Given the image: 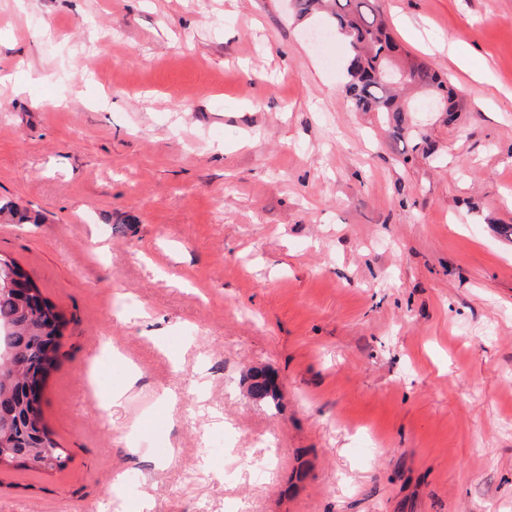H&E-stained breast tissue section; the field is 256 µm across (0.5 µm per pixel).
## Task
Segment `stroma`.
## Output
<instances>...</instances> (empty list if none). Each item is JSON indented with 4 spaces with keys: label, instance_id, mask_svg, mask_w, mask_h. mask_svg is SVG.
I'll return each mask as SVG.
<instances>
[{
    "label": "stroma",
    "instance_id": "35a3bbf8",
    "mask_svg": "<svg viewBox=\"0 0 512 512\" xmlns=\"http://www.w3.org/2000/svg\"><path fill=\"white\" fill-rule=\"evenodd\" d=\"M373 5L462 92L410 97L425 144L291 0H0V199L46 217L0 255L68 321L70 455L0 512H512V0ZM251 379L250 390L254 398L259 400H272L277 398V387L273 377L268 373L259 370H253L247 375Z\"/></svg>",
    "mask_w": 512,
    "mask_h": 512
}]
</instances>
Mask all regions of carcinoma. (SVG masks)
Segmentation results:
<instances>
[{"label": "carcinoma", "mask_w": 512, "mask_h": 512, "mask_svg": "<svg viewBox=\"0 0 512 512\" xmlns=\"http://www.w3.org/2000/svg\"><path fill=\"white\" fill-rule=\"evenodd\" d=\"M295 8L300 17L315 9L329 10L333 18L332 30L343 36L351 49L346 94L352 106L358 112H375L383 119L393 118L395 124L391 133L394 137H400L405 124L402 114L406 107L400 100L401 89H420L426 98L443 99L445 111L450 115L458 110L461 92L428 65L402 54L371 0H295ZM1 213L8 214L19 224H41L45 221V217H32L10 203L0 204ZM13 274L33 284L16 262L0 257V363L7 347L22 344L27 336H46L53 344L51 351L39 348L29 352V360L45 374L54 366L61 347L62 317L38 289L35 290L36 309L26 318L17 316L18 305L13 295L2 291ZM247 378L252 380L250 390L254 398L272 401L277 398L275 381L268 373L253 370ZM25 443L36 452L20 458V465H28L30 459H40L47 447L53 450L58 468H63L69 459V454L56 444L45 426L32 428Z\"/></svg>", "instance_id": "cac0c4a2"}]
</instances>
